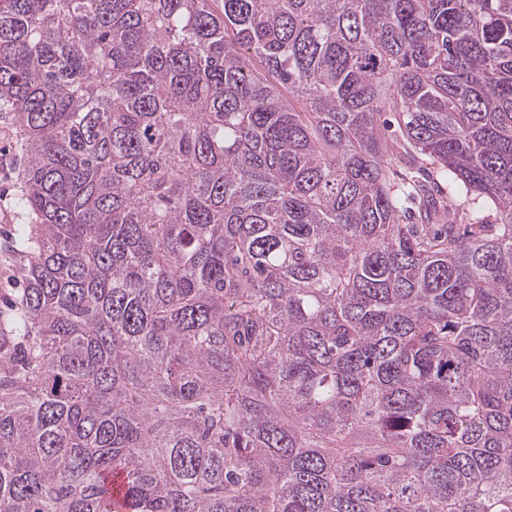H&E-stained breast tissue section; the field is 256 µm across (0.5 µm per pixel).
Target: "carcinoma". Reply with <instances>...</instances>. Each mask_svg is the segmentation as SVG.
Instances as JSON below:
<instances>
[{
    "label": "carcinoma",
    "instance_id": "1",
    "mask_svg": "<svg viewBox=\"0 0 512 512\" xmlns=\"http://www.w3.org/2000/svg\"><path fill=\"white\" fill-rule=\"evenodd\" d=\"M0 126V512H512V0H0ZM0 149L3 159L0 166V239L7 236L13 224L17 222L15 209V197L17 194V185L15 181L14 169L15 154L10 137L3 131H0ZM10 158L11 163L5 164L4 158Z\"/></svg>",
    "mask_w": 512,
    "mask_h": 512
}]
</instances>
